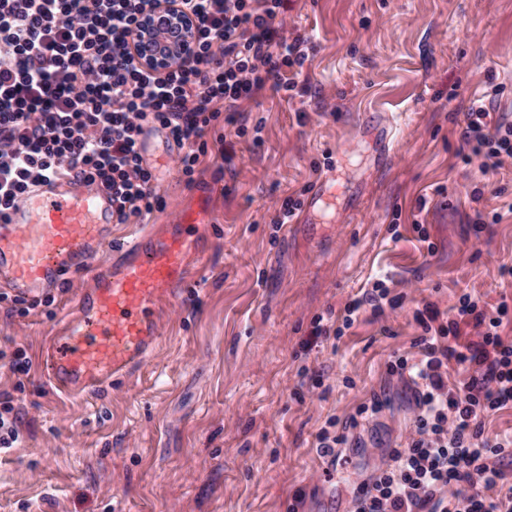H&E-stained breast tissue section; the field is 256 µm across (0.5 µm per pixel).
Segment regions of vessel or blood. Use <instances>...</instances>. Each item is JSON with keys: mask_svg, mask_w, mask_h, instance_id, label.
Instances as JSON below:
<instances>
[{"mask_svg": "<svg viewBox=\"0 0 512 512\" xmlns=\"http://www.w3.org/2000/svg\"><path fill=\"white\" fill-rule=\"evenodd\" d=\"M205 212L147 232L93 267L112 241V195L63 176L32 187L0 222V289L26 299L91 270V286L41 349L51 386L66 396L99 394L139 370L160 344L163 303L207 256Z\"/></svg>", "mask_w": 512, "mask_h": 512, "instance_id": "vessel-or-blood-1", "label": "vessel or blood"}]
</instances>
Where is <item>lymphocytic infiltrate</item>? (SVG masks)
<instances>
[{"label": "lymphocytic infiltrate", "instance_id": "1", "mask_svg": "<svg viewBox=\"0 0 512 512\" xmlns=\"http://www.w3.org/2000/svg\"><path fill=\"white\" fill-rule=\"evenodd\" d=\"M162 0H0V221L23 195L63 174L112 194L116 223L150 218L160 205L139 146L147 127L165 130L175 161L193 177L221 107L266 85L296 90L309 57L285 35V0H175L196 20V45L176 68L143 69L135 35ZM463 161L487 169L512 161V123L473 103L462 131ZM508 302L490 308L462 296L439 323L425 308L417 358L388 368L414 385V430L390 462L361 483L351 512H512V434L490 437L484 414L512 406V345L499 334ZM479 330L461 342V324ZM474 372L450 385V364Z\"/></svg>", "mask_w": 512, "mask_h": 512}]
</instances>
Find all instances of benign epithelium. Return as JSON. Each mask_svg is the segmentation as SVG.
Segmentation results:
<instances>
[{"instance_id":"benign-epithelium-1","label":"benign epithelium","mask_w":512,"mask_h":512,"mask_svg":"<svg viewBox=\"0 0 512 512\" xmlns=\"http://www.w3.org/2000/svg\"><path fill=\"white\" fill-rule=\"evenodd\" d=\"M194 19L176 5L161 4L141 20L137 32V58L152 70H166L192 52Z\"/></svg>"}]
</instances>
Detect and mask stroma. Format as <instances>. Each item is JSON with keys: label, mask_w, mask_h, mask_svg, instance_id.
<instances>
[{"label": "stroma", "mask_w": 512, "mask_h": 512, "mask_svg": "<svg viewBox=\"0 0 512 512\" xmlns=\"http://www.w3.org/2000/svg\"><path fill=\"white\" fill-rule=\"evenodd\" d=\"M285 15L314 44L303 96L268 85L241 101L244 135L215 122L190 181L153 131L151 222L210 217L208 260L165 308L154 356L102 394L64 397L39 351L90 274L52 289L51 311L0 307V345L32 362L21 380L0 363L20 412L0 512H349L412 430L413 390L388 363L417 354L416 312L452 319L466 293L512 302V162H463L460 137L492 81L491 110L512 121V0H286ZM327 180L324 209L308 210ZM288 197L303 220L276 225ZM378 281L388 303L343 328ZM320 320L340 335H316ZM375 396L382 411L360 419ZM355 418L331 466L317 436Z\"/></svg>", "instance_id": "1"}]
</instances>
